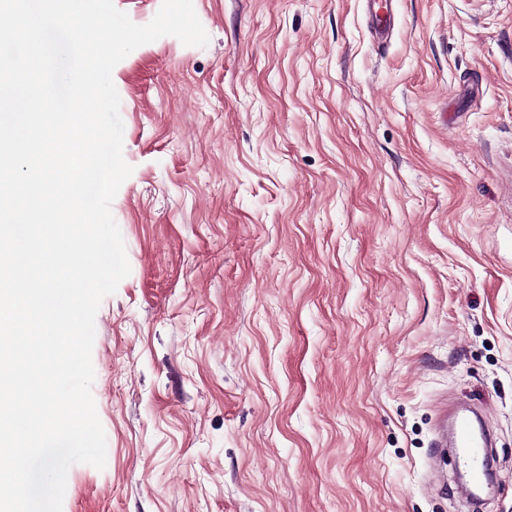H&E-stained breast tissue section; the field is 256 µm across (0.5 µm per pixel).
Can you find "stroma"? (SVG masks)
I'll list each match as a JSON object with an SVG mask.
<instances>
[{"label": "stroma", "instance_id": "35a3bbf8", "mask_svg": "<svg viewBox=\"0 0 512 512\" xmlns=\"http://www.w3.org/2000/svg\"><path fill=\"white\" fill-rule=\"evenodd\" d=\"M203 47L119 62L95 318L104 469L62 512H466L438 413L496 436L512 512V0H193ZM392 0H366L368 22L378 37V48L383 45L389 35L391 17L389 9Z\"/></svg>", "mask_w": 512, "mask_h": 512}]
</instances>
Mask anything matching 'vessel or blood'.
I'll use <instances>...</instances> for the list:
<instances>
[{
	"label": "vessel or blood",
	"instance_id": "b4317fda",
	"mask_svg": "<svg viewBox=\"0 0 512 512\" xmlns=\"http://www.w3.org/2000/svg\"><path fill=\"white\" fill-rule=\"evenodd\" d=\"M392 0H366L368 22L379 42H386L391 27L389 9ZM437 445L451 448L457 468L467 481L461 498L468 503L480 501L483 488L491 485V435L481 413L474 407L453 402L440 413Z\"/></svg>",
	"mask_w": 512,
	"mask_h": 512
}]
</instances>
